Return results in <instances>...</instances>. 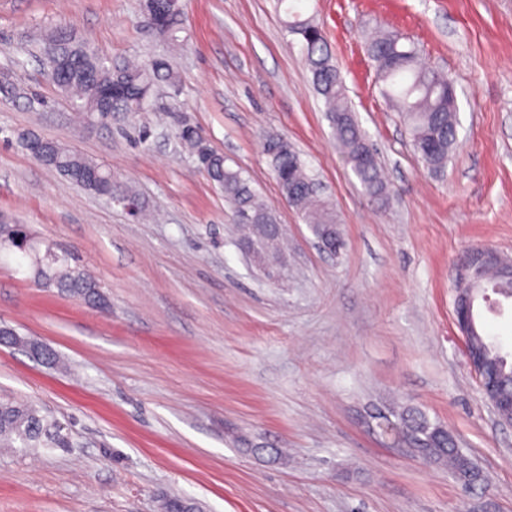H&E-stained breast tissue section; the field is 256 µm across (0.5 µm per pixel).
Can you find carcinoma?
Returning a JSON list of instances; mask_svg holds the SVG:
<instances>
[{
	"label": "carcinoma",
	"instance_id": "1",
	"mask_svg": "<svg viewBox=\"0 0 512 512\" xmlns=\"http://www.w3.org/2000/svg\"><path fill=\"white\" fill-rule=\"evenodd\" d=\"M301 2L296 0L288 7L285 26L304 42L313 85L325 101L347 164L364 192L383 203L388 199V190L377 153L371 148L349 105L321 28L302 17ZM151 8L158 21L156 31L163 36L176 37V33L183 29L178 0H153ZM62 51L69 56V66L62 67L59 59H54L61 75L57 87L79 100L77 107L85 112H92L98 106L96 92L86 79L89 73H98L105 80L112 79L116 89L113 107L119 112H138L143 93H152L162 85L174 87L178 83L177 73L163 56L152 57L154 64L150 67L122 62L113 65L109 72L103 70L102 57L85 45L67 41ZM367 52L377 81L381 83L382 95L402 112L415 153L432 171H443L456 143L457 124L455 98L448 95L447 76L423 63L418 48L402 42V38L394 34L383 33L373 39ZM264 152L281 196L309 224L317 240L339 251L341 236L333 234L332 230V226L338 225L336 210L308 174L300 153L279 134L266 136ZM51 168L94 194L98 184L112 182V169L57 142L52 146ZM208 177L224 189V198L232 205L235 215L249 214L260 217L263 224L276 223L272 208L259 201L249 180L240 170L226 165V160H217ZM245 228L248 244L255 252L268 251L278 239L276 235L258 234L250 224ZM24 253L32 257L33 279L40 286L55 288L60 294L96 309L107 304L98 282L83 270L71 266L67 255L49 251L41 258L32 244ZM487 281L490 287L497 289L500 300H512L511 276L492 268L487 272ZM477 341L486 348L488 374L505 391H511L512 361H508V355L488 339L480 319L477 320ZM395 418L405 434L407 447L421 449L432 461L447 463L454 474L465 471L461 451L452 447L444 437L442 425L416 409L404 410L395 414ZM63 429V424L47 419L28 403L12 399L0 401L1 448L17 446L36 452L41 448L65 447L68 437ZM193 508V501L171 497L163 501L161 512H191Z\"/></svg>",
	"mask_w": 512,
	"mask_h": 512
}]
</instances>
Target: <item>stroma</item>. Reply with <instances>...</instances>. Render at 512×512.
Instances as JSON below:
<instances>
[{"label":"stroma","mask_w":512,"mask_h":512,"mask_svg":"<svg viewBox=\"0 0 512 512\" xmlns=\"http://www.w3.org/2000/svg\"><path fill=\"white\" fill-rule=\"evenodd\" d=\"M170 41L144 0H0V215L65 251L110 301L92 309L38 286L0 251V325L34 337L58 372L0 346V398L36 404L69 445L0 451V512H512V428L495 423L453 315L460 257L512 258V0H308L390 197L352 174L277 0H179ZM70 28L120 62L166 56L180 75L141 112L79 123L37 54ZM453 78L458 141L444 174L414 153L376 83L377 28ZM197 129L272 206L281 253L257 263L221 188L178 132ZM34 132L111 168L149 221L35 160ZM288 138L334 203L344 246L321 249L283 202L263 153ZM447 426L484 477L381 444L372 407Z\"/></svg>","instance_id":"35a3bbf8"}]
</instances>
